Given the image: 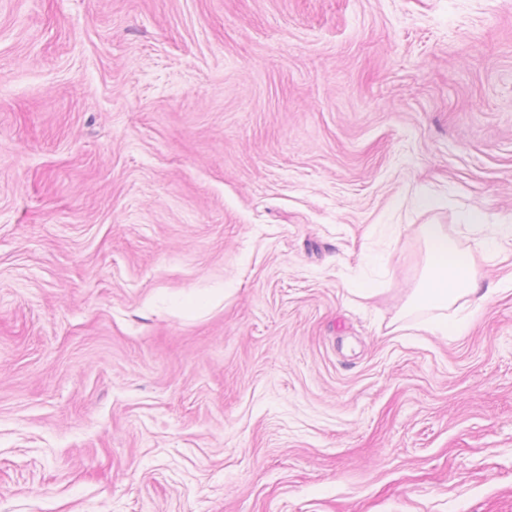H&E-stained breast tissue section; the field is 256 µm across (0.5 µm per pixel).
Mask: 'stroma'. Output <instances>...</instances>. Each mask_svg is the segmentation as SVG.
Wrapping results in <instances>:
<instances>
[{"mask_svg":"<svg viewBox=\"0 0 512 512\" xmlns=\"http://www.w3.org/2000/svg\"><path fill=\"white\" fill-rule=\"evenodd\" d=\"M482 223L512 0H0V512H512ZM421 224L464 333L391 328ZM426 260L422 275L410 295L404 312L409 310L466 311L475 300L484 302L495 288H482L474 259L469 249L458 247L444 224L418 225Z\"/></svg>","mask_w":512,"mask_h":512,"instance_id":"stroma-1","label":"stroma"}]
</instances>
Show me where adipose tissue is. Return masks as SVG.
<instances>
[{"mask_svg": "<svg viewBox=\"0 0 512 512\" xmlns=\"http://www.w3.org/2000/svg\"><path fill=\"white\" fill-rule=\"evenodd\" d=\"M426 260L422 275L406 307L444 312L451 307L468 309L477 300H487L491 289L482 287L470 251L460 249L444 224H422L417 228Z\"/></svg>", "mask_w": 512, "mask_h": 512, "instance_id": "1", "label": "adipose tissue"}]
</instances>
